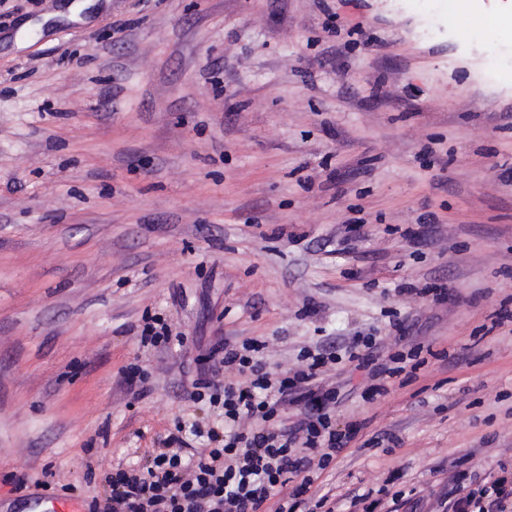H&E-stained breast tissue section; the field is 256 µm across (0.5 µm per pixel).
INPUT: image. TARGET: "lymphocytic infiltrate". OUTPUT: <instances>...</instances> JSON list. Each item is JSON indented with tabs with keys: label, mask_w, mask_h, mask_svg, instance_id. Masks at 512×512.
<instances>
[{
	"label": "lymphocytic infiltrate",
	"mask_w": 512,
	"mask_h": 512,
	"mask_svg": "<svg viewBox=\"0 0 512 512\" xmlns=\"http://www.w3.org/2000/svg\"><path fill=\"white\" fill-rule=\"evenodd\" d=\"M263 344L247 338L225 341L220 363L236 368L235 380L203 382L212 406L224 411L223 430L208 429L207 448H191L170 436L174 449L140 469L112 476V512H320L319 497L304 505L305 486L292 477L325 469L353 440L337 431L329 402L333 390L319 387L325 355L293 371L273 372L259 359ZM295 407L294 414L282 404Z\"/></svg>",
	"instance_id": "lymphocytic-infiltrate-1"
}]
</instances>
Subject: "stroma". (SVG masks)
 Returning <instances> with one entry per match:
<instances>
[{"instance_id": "35a3bbf8", "label": "stroma", "mask_w": 512, "mask_h": 512, "mask_svg": "<svg viewBox=\"0 0 512 512\" xmlns=\"http://www.w3.org/2000/svg\"><path fill=\"white\" fill-rule=\"evenodd\" d=\"M57 5L0 0V512L105 503L177 425L219 423L185 392L227 337L282 369L359 331L419 348L382 397L331 365L355 437L308 495L336 512H450L512 474L503 29L432 0H97L45 22ZM153 317L180 344L140 346Z\"/></svg>"}]
</instances>
